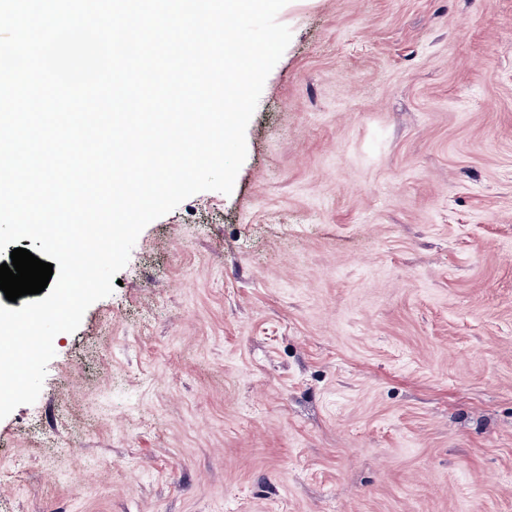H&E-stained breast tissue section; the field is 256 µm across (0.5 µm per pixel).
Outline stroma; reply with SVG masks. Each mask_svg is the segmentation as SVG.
<instances>
[{
    "mask_svg": "<svg viewBox=\"0 0 512 512\" xmlns=\"http://www.w3.org/2000/svg\"><path fill=\"white\" fill-rule=\"evenodd\" d=\"M277 19L232 192L56 335L0 512H512V0Z\"/></svg>",
    "mask_w": 512,
    "mask_h": 512,
    "instance_id": "1",
    "label": "stroma"
}]
</instances>
